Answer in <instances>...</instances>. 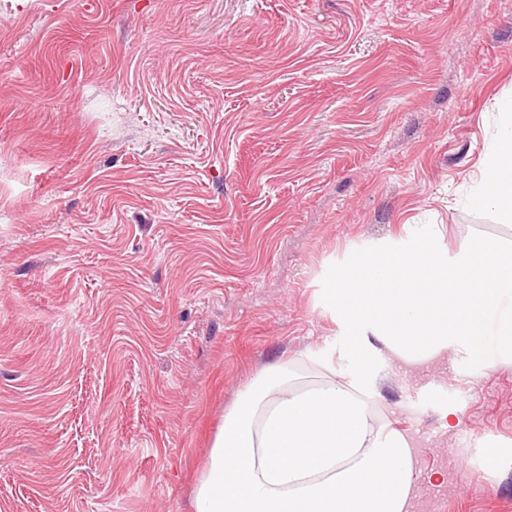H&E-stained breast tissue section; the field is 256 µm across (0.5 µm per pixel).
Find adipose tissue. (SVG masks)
I'll list each match as a JSON object with an SVG mask.
<instances>
[{
  "mask_svg": "<svg viewBox=\"0 0 512 512\" xmlns=\"http://www.w3.org/2000/svg\"><path fill=\"white\" fill-rule=\"evenodd\" d=\"M472 205L512 223V100ZM328 304L354 373L289 387L274 365L225 414L195 489V512H411L415 467L405 434L372 421L378 346L403 363L462 352L475 370L512 364V246L471 238L452 257L425 235L357 255Z\"/></svg>",
  "mask_w": 512,
  "mask_h": 512,
  "instance_id": "adipose-tissue-1",
  "label": "adipose tissue"
}]
</instances>
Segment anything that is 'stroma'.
Instances as JSON below:
<instances>
[{
  "instance_id": "1",
  "label": "stroma",
  "mask_w": 512,
  "mask_h": 512,
  "mask_svg": "<svg viewBox=\"0 0 512 512\" xmlns=\"http://www.w3.org/2000/svg\"><path fill=\"white\" fill-rule=\"evenodd\" d=\"M510 95L512 0H0V512H194L257 375L346 380L341 266L512 242ZM379 367L414 512H512V365ZM501 129L486 159V175L475 190L471 204L493 208L505 224L512 223V100L505 105Z\"/></svg>"
}]
</instances>
